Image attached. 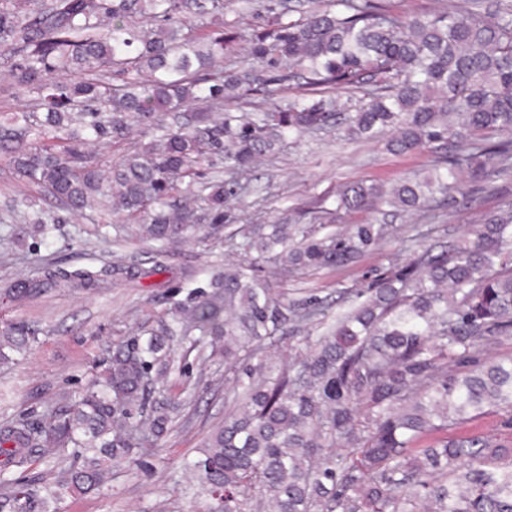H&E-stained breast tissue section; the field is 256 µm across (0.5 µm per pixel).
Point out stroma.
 <instances>
[{
	"label": "stroma",
	"mask_w": 512,
	"mask_h": 512,
	"mask_svg": "<svg viewBox=\"0 0 512 512\" xmlns=\"http://www.w3.org/2000/svg\"><path fill=\"white\" fill-rule=\"evenodd\" d=\"M431 150L399 154L385 138L347 137L343 126L289 138L276 154L248 174L249 189L231 201L233 226L305 224L316 235L340 234L348 226L378 219L376 210L345 212L336 208V192L361 183L383 189L427 174ZM463 198L440 202L426 212H404L393 219L384 241L365 256L336 268L289 269L280 274L266 263L264 275L274 294L291 299L315 297L325 305L327 321L366 299L377 276L409 261L421 245H449L465 237L479 213L512 202V175L493 183L467 182ZM45 210L56 223L42 235L24 223L25 204ZM224 234L206 240L188 238L169 246L167 267L154 269V246L137 241L119 216L95 209L72 212L40 188L18 180L6 153L0 152V329L24 322L39 329V342L15 362L0 364V424L48 405L71 402L96 372L113 341L131 330L156 326L170 305L183 275L223 264ZM112 265L139 270V278L106 275L92 289L61 284L23 298L4 295L12 282H27L47 268L69 271ZM194 396L184 407L166 442L143 465L113 474L105 494L69 498L60 512H203L204 499L184 495L182 464L193 455L228 411L224 366L188 357ZM512 410L495 408L465 424L467 436H483L512 448V428L503 421Z\"/></svg>",
	"instance_id": "1"
}]
</instances>
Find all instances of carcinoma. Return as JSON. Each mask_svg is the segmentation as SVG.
<instances>
[{
  "mask_svg": "<svg viewBox=\"0 0 512 512\" xmlns=\"http://www.w3.org/2000/svg\"><path fill=\"white\" fill-rule=\"evenodd\" d=\"M266 24L197 25L188 0H0V67L30 99L0 120V150L17 177L69 208L123 216L133 235L165 245L206 220L226 229L224 251L293 266L342 265L373 249L386 224H353L317 237L300 224L225 223L239 176L286 137L333 127L393 132L400 153L434 149L431 174L383 197L360 185L337 208L384 203L424 209L473 181L512 173V3L414 16L382 0H334L284 19L272 0H250ZM244 39L250 65L224 68V50ZM295 81L307 93L261 112L224 109L227 99ZM372 86L344 113L325 89ZM177 120L164 123V113ZM139 130L144 140L125 147ZM108 140L103 159L87 150ZM220 158L229 179H205ZM88 269L44 271V283L95 281ZM159 328L112 345L95 380L72 404L0 425V512H59L68 497L99 494L106 475L141 464L161 445L187 386H158L174 343L224 356L235 409L184 463V494H207L206 512H512L509 450L481 436L450 437L488 409H512V204L479 219L461 244L417 253L380 276L362 303L336 316L308 352L271 361L263 342L324 318L310 298L270 295L255 263H226L178 286ZM39 329L0 333V361L22 354ZM427 436L433 442L423 448ZM72 461L47 480L37 461Z\"/></svg>",
  "mask_w": 512,
  "mask_h": 512,
  "instance_id": "1",
  "label": "carcinoma"
}]
</instances>
